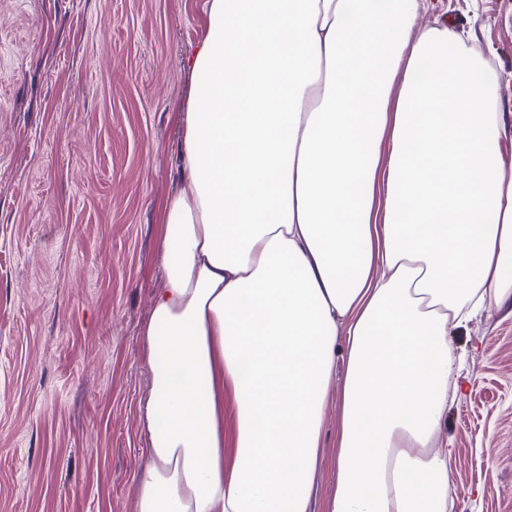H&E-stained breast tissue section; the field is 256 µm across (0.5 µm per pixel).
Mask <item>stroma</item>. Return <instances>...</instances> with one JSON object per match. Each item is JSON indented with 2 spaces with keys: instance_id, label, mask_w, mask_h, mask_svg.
<instances>
[{
  "instance_id": "obj_1",
  "label": "stroma",
  "mask_w": 512,
  "mask_h": 512,
  "mask_svg": "<svg viewBox=\"0 0 512 512\" xmlns=\"http://www.w3.org/2000/svg\"><path fill=\"white\" fill-rule=\"evenodd\" d=\"M204 0H0V512H135L151 387L138 333L162 287L161 213ZM512 73V0H437ZM448 512H512V304L448 333ZM312 495L336 452L328 406Z\"/></svg>"
}]
</instances>
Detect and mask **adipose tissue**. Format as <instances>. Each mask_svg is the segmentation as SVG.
<instances>
[{
  "mask_svg": "<svg viewBox=\"0 0 512 512\" xmlns=\"http://www.w3.org/2000/svg\"><path fill=\"white\" fill-rule=\"evenodd\" d=\"M430 0H205L139 341L136 512H448V346L512 301L502 86ZM232 404L233 426L224 424ZM336 406L330 404L326 411L322 434V459L312 495L313 512H322L332 482L336 452Z\"/></svg>",
  "mask_w": 512,
  "mask_h": 512,
  "instance_id": "1",
  "label": "adipose tissue"
}]
</instances>
